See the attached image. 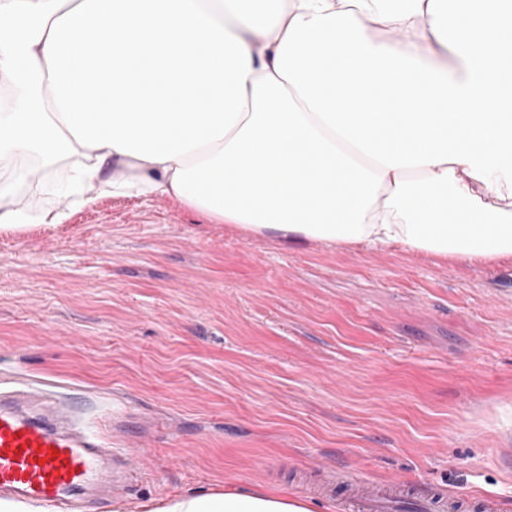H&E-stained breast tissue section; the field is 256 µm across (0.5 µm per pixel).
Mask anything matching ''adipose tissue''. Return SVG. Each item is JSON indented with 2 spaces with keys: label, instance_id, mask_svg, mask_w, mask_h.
<instances>
[{
  "label": "adipose tissue",
  "instance_id": "adipose-tissue-1",
  "mask_svg": "<svg viewBox=\"0 0 512 512\" xmlns=\"http://www.w3.org/2000/svg\"><path fill=\"white\" fill-rule=\"evenodd\" d=\"M3 86L1 232L93 190L291 247L512 261V0H0ZM26 159L61 187L36 219ZM152 512L310 509L191 491Z\"/></svg>",
  "mask_w": 512,
  "mask_h": 512
}]
</instances>
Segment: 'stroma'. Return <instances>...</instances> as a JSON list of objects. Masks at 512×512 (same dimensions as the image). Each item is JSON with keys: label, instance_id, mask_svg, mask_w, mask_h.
Wrapping results in <instances>:
<instances>
[{"label": "stroma", "instance_id": "stroma-1", "mask_svg": "<svg viewBox=\"0 0 512 512\" xmlns=\"http://www.w3.org/2000/svg\"><path fill=\"white\" fill-rule=\"evenodd\" d=\"M75 398L147 466L90 512L187 490L354 512L305 468L512 512V266L290 248L162 196H100L0 232V391Z\"/></svg>", "mask_w": 512, "mask_h": 512}]
</instances>
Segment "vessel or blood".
<instances>
[{
  "instance_id": "b4317fda",
  "label": "vessel or blood",
  "mask_w": 512,
  "mask_h": 512,
  "mask_svg": "<svg viewBox=\"0 0 512 512\" xmlns=\"http://www.w3.org/2000/svg\"><path fill=\"white\" fill-rule=\"evenodd\" d=\"M128 454L105 447L100 434L79 427L71 407L47 392L0 395V497L49 502L76 512L100 492L118 499L132 487ZM357 512H390L380 486L358 483Z\"/></svg>"
}]
</instances>
